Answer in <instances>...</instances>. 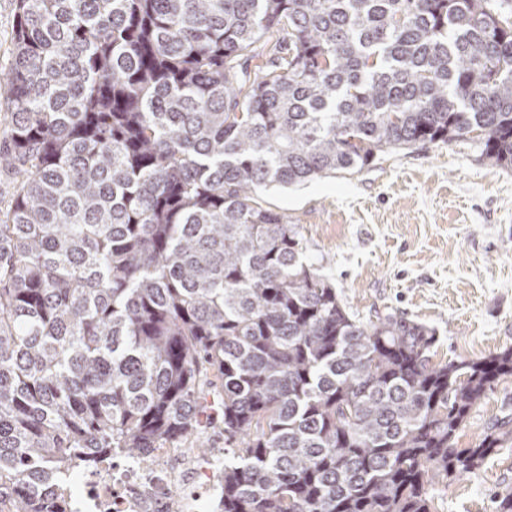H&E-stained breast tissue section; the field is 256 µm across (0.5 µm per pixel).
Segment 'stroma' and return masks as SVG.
Instances as JSON below:
<instances>
[{"mask_svg": "<svg viewBox=\"0 0 512 512\" xmlns=\"http://www.w3.org/2000/svg\"><path fill=\"white\" fill-rule=\"evenodd\" d=\"M470 144L393 150L353 174L260 191L287 215L318 269L357 318L389 313L435 329L436 360H477L512 346V169ZM512 414V378L476 405L458 445ZM512 487V447L434 491V512H494Z\"/></svg>", "mask_w": 512, "mask_h": 512, "instance_id": "35a3bbf8", "label": "stroma"}]
</instances>
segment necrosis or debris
<instances>
[{
  "instance_id": "obj_1",
  "label": "necrosis or debris",
  "mask_w": 512,
  "mask_h": 512,
  "mask_svg": "<svg viewBox=\"0 0 512 512\" xmlns=\"http://www.w3.org/2000/svg\"><path fill=\"white\" fill-rule=\"evenodd\" d=\"M224 451L199 455L190 448H150L139 458L121 452L101 457L82 474L84 488L70 492L68 512H204L224 487ZM181 487V497L170 494Z\"/></svg>"
}]
</instances>
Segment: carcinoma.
<instances>
[{
    "label": "carcinoma",
    "mask_w": 512,
    "mask_h": 512,
    "mask_svg": "<svg viewBox=\"0 0 512 512\" xmlns=\"http://www.w3.org/2000/svg\"><path fill=\"white\" fill-rule=\"evenodd\" d=\"M15 2L0 512L216 403L218 512H431L512 443H457L512 346L435 363L427 326L354 318L257 195L427 142L512 168V0Z\"/></svg>",
    "instance_id": "cac0c4a2"
}]
</instances>
